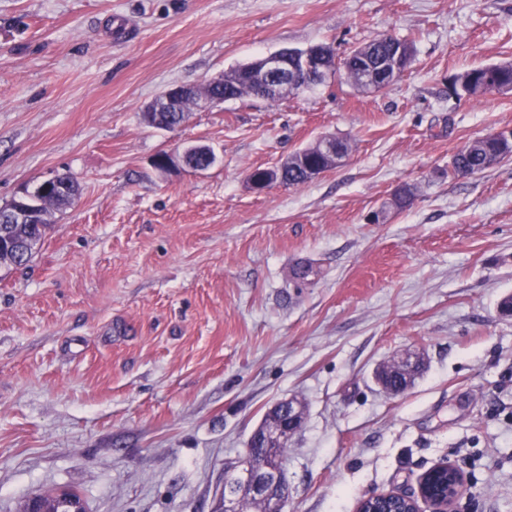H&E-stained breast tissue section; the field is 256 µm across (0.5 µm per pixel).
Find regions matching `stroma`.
I'll return each mask as SVG.
<instances>
[{"label": "stroma", "mask_w": 512, "mask_h": 512, "mask_svg": "<svg viewBox=\"0 0 512 512\" xmlns=\"http://www.w3.org/2000/svg\"><path fill=\"white\" fill-rule=\"evenodd\" d=\"M384 34L415 60L385 89L344 73L278 103L144 105L283 48L337 60ZM512 61V0H0V206L57 174L24 266L0 267V512L67 489L86 512H213L224 471L279 401L303 424L283 512L416 494L446 461L457 512H512V157L449 175L467 141L512 129V91L449 76ZM333 135L342 162L265 192L256 167ZM207 170L162 171L183 145ZM411 208L369 216L401 184ZM320 274L296 286L291 270ZM423 360L405 392L375 373ZM488 74H494L496 79L492 80L490 86L482 89L484 79ZM495 81H497V85L500 87L510 86L503 91L512 89V62L470 68L448 79L453 93L459 98H480L489 94L502 92L500 90L493 91L492 86L495 84ZM64 174L62 175H55L52 178H49L47 180H44L40 183V193L46 194L52 189L53 187H61V183H66ZM65 190H59L55 206L65 207L69 204L70 198H75L79 193V185L76 181H74L71 177L67 176V183L65 185Z\"/></svg>", "instance_id": "35a3bbf8"}]
</instances>
